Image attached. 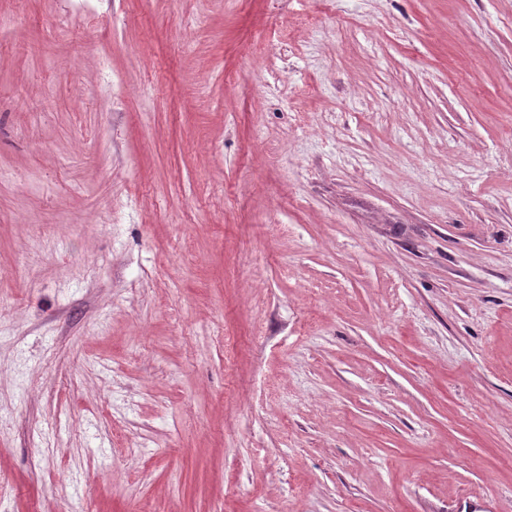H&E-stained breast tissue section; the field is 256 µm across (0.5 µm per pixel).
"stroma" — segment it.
Instances as JSON below:
<instances>
[{"mask_svg": "<svg viewBox=\"0 0 512 512\" xmlns=\"http://www.w3.org/2000/svg\"><path fill=\"white\" fill-rule=\"evenodd\" d=\"M0 512H512V0H0Z\"/></svg>", "mask_w": 512, "mask_h": 512, "instance_id": "35a3bbf8", "label": "stroma"}]
</instances>
